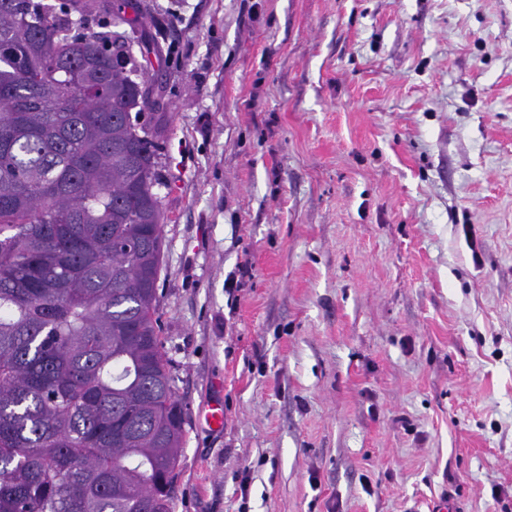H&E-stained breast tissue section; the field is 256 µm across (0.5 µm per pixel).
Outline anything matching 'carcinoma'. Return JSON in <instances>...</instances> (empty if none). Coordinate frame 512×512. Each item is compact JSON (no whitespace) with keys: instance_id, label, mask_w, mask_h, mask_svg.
Returning a JSON list of instances; mask_svg holds the SVG:
<instances>
[{"instance_id":"carcinoma-1","label":"carcinoma","mask_w":512,"mask_h":512,"mask_svg":"<svg viewBox=\"0 0 512 512\" xmlns=\"http://www.w3.org/2000/svg\"><path fill=\"white\" fill-rule=\"evenodd\" d=\"M147 9L0 0V512H172L186 412ZM74 12L131 34L76 33Z\"/></svg>"}]
</instances>
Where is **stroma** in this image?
<instances>
[{"label": "stroma", "mask_w": 512, "mask_h": 512, "mask_svg": "<svg viewBox=\"0 0 512 512\" xmlns=\"http://www.w3.org/2000/svg\"><path fill=\"white\" fill-rule=\"evenodd\" d=\"M154 4L173 512H512V0Z\"/></svg>", "instance_id": "stroma-1"}]
</instances>
